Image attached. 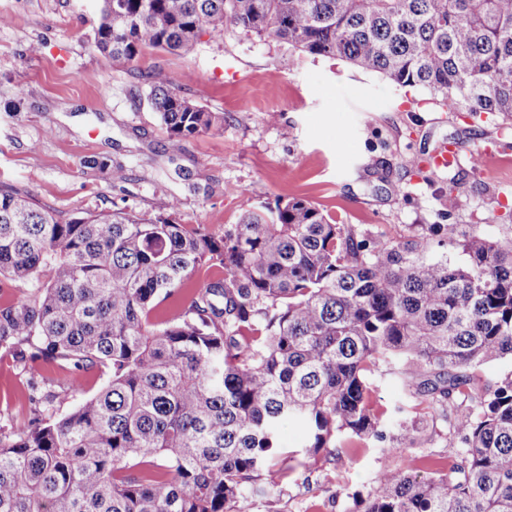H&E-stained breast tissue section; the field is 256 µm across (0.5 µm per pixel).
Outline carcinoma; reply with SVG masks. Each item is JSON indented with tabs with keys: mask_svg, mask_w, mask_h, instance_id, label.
Returning a JSON list of instances; mask_svg holds the SVG:
<instances>
[{
	"mask_svg": "<svg viewBox=\"0 0 512 512\" xmlns=\"http://www.w3.org/2000/svg\"><path fill=\"white\" fill-rule=\"evenodd\" d=\"M233 30L512 117V0H100L94 44L132 67ZM141 77L172 140L224 126ZM0 353L29 373L33 405L22 428L0 425V512H242L264 476L426 415L460 450L384 471L352 512H512V371L482 378L512 359V235L429 224L393 241L301 198L219 235L121 210L63 222L0 188ZM40 360L76 375L39 378ZM90 369L104 386L56 416ZM376 371L414 417L376 406ZM287 421L299 449L279 442Z\"/></svg>",
	"mask_w": 512,
	"mask_h": 512,
	"instance_id": "1",
	"label": "carcinoma"
}]
</instances>
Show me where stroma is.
<instances>
[{"label": "stroma", "instance_id": "obj_1", "mask_svg": "<svg viewBox=\"0 0 512 512\" xmlns=\"http://www.w3.org/2000/svg\"><path fill=\"white\" fill-rule=\"evenodd\" d=\"M99 8V0H0L8 20L0 26V187L29 192L63 219L121 209L169 214L214 234L252 206L294 197L394 241L421 224L512 232V126L502 117L451 112L428 89L238 32L113 67L93 43ZM144 71L180 76L179 94L223 113V127L171 141ZM443 140L460 147L459 165L407 166ZM483 150L485 168H472L470 157ZM117 165L124 179H113ZM27 416L25 376L0 357V424L20 427ZM389 444L387 452L374 445L322 454L278 486L264 480L246 512H352L354 496L384 469L456 451L444 438L410 445L397 432Z\"/></svg>", "mask_w": 512, "mask_h": 512}]
</instances>
